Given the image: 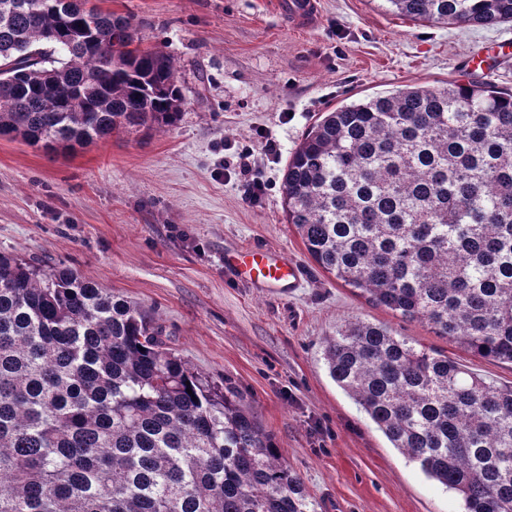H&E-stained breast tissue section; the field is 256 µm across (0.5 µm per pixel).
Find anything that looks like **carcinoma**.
<instances>
[{
  "instance_id": "carcinoma-1",
  "label": "carcinoma",
  "mask_w": 512,
  "mask_h": 512,
  "mask_svg": "<svg viewBox=\"0 0 512 512\" xmlns=\"http://www.w3.org/2000/svg\"><path fill=\"white\" fill-rule=\"evenodd\" d=\"M415 22L497 26L512 0H385ZM99 0H0V139L72 150L176 122L172 58ZM309 256L368 301L512 364V94L474 77L323 113L283 179ZM330 377L391 445L512 512V385L380 323L324 341ZM192 393H187V390ZM0 512H316L232 390L133 303L0 256Z\"/></svg>"
}]
</instances>
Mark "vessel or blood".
Instances as JSON below:
<instances>
[{
    "label": "vessel or blood",
    "instance_id": "1",
    "mask_svg": "<svg viewBox=\"0 0 512 512\" xmlns=\"http://www.w3.org/2000/svg\"><path fill=\"white\" fill-rule=\"evenodd\" d=\"M281 14L295 26L307 28L318 21L319 0H276ZM238 278L255 287L287 291L299 279L297 265L288 257L258 247H243L224 259Z\"/></svg>",
    "mask_w": 512,
    "mask_h": 512
}]
</instances>
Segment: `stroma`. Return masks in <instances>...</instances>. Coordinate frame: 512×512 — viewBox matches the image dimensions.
I'll return each mask as SVG.
<instances>
[{"label": "stroma", "instance_id": "1", "mask_svg": "<svg viewBox=\"0 0 512 512\" xmlns=\"http://www.w3.org/2000/svg\"><path fill=\"white\" fill-rule=\"evenodd\" d=\"M291 30L265 0H104L142 45L169 54L185 104L150 133L71 152L0 139V255L68 267L135 303L172 351L272 435L318 512H460L459 497L409 462L330 378L323 341L347 320L387 325L487 381L512 365L473 357L369 304L308 255L283 211L284 168L324 112L404 86L484 81L512 91V23L431 25L384 0H321ZM267 186L249 200V180ZM288 256L296 288L258 293L225 268L243 246Z\"/></svg>", "mask_w": 512, "mask_h": 512}]
</instances>
